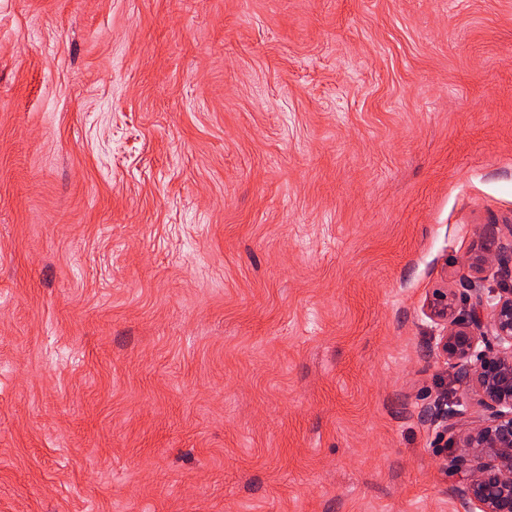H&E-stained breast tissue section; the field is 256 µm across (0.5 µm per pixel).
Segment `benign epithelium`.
<instances>
[{
    "instance_id": "obj_1",
    "label": "benign epithelium",
    "mask_w": 512,
    "mask_h": 512,
    "mask_svg": "<svg viewBox=\"0 0 512 512\" xmlns=\"http://www.w3.org/2000/svg\"><path fill=\"white\" fill-rule=\"evenodd\" d=\"M495 264L508 284L491 302L475 289L469 316L455 315L454 294L446 288L436 289L428 303L431 316L444 323L437 350L455 370L460 400L473 393L486 411L474 417L460 411L437 413L454 431L452 447L462 480L458 493L465 512H512V254L492 235L470 268L479 271ZM488 338L495 344L477 351Z\"/></svg>"
}]
</instances>
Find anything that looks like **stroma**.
<instances>
[{
	"label": "stroma",
	"instance_id": "35a3bbf8",
	"mask_svg": "<svg viewBox=\"0 0 512 512\" xmlns=\"http://www.w3.org/2000/svg\"><path fill=\"white\" fill-rule=\"evenodd\" d=\"M490 234L512 0H0V512H464Z\"/></svg>",
	"mask_w": 512,
	"mask_h": 512
}]
</instances>
